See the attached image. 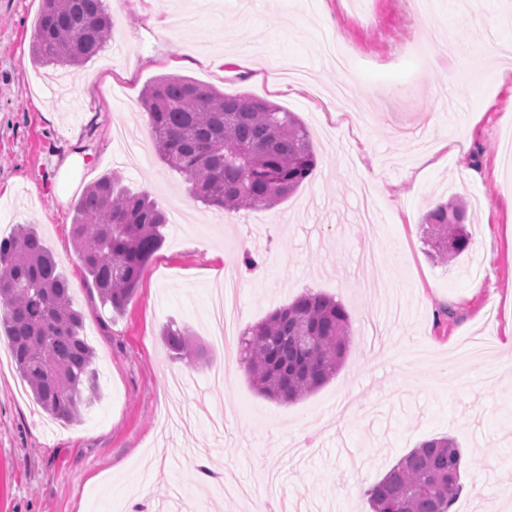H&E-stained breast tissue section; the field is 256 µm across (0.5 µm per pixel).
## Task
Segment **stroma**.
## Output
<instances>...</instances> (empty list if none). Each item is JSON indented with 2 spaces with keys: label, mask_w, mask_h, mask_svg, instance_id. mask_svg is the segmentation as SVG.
<instances>
[{
  "label": "stroma",
  "mask_w": 512,
  "mask_h": 512,
  "mask_svg": "<svg viewBox=\"0 0 512 512\" xmlns=\"http://www.w3.org/2000/svg\"><path fill=\"white\" fill-rule=\"evenodd\" d=\"M105 3L107 47L50 75L30 56L41 0H0V240L36 225L69 279L100 384L82 421L50 420L0 340V512H187L192 501L197 512H371L369 486L439 436L462 453L452 512H512V0H437L412 23L403 0ZM296 59L313 91H270L262 66ZM169 73L294 113L317 178L268 208L202 205L158 157L143 115L145 87ZM75 151L83 185L118 172L169 217L113 316L72 240L80 188L56 192ZM370 166L376 218L365 223L353 184ZM454 196L471 241L441 264L423 217ZM224 278L239 294L220 348L206 308ZM307 292L345 306L353 343L335 378L280 403L250 384L241 341ZM171 321L194 332L199 365L172 360L161 336ZM476 338L491 350L457 369L456 348Z\"/></svg>",
  "instance_id": "35a3bbf8"
}]
</instances>
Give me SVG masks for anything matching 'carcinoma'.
Wrapping results in <instances>:
<instances>
[{
    "label": "carcinoma",
    "mask_w": 512,
    "mask_h": 512,
    "mask_svg": "<svg viewBox=\"0 0 512 512\" xmlns=\"http://www.w3.org/2000/svg\"><path fill=\"white\" fill-rule=\"evenodd\" d=\"M111 31L105 0H42L32 61L81 66L100 53ZM143 110L160 159L209 207H271L317 166L303 122L260 98L227 96L191 78L165 75L145 88ZM466 220L454 198L430 210L424 227L430 253L452 261L468 250ZM166 225L165 212L114 172L84 190L72 237L102 307L118 313L133 299L143 267L163 246ZM0 329L35 404L59 422L80 421L99 395L94 350L82 335L70 282L33 224H19L12 237L0 240ZM162 336L174 359L190 365L201 359L188 329L169 323ZM349 347V315L341 303L307 293L251 329L244 360L258 392L293 403L335 376ZM461 462L450 437L420 443L367 490L372 512H450Z\"/></svg>",
    "instance_id": "1"
}]
</instances>
